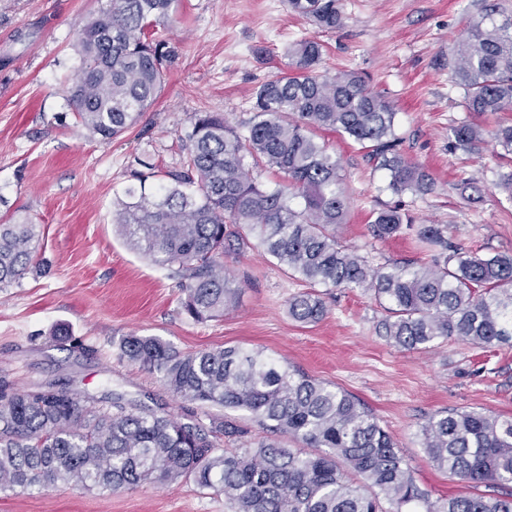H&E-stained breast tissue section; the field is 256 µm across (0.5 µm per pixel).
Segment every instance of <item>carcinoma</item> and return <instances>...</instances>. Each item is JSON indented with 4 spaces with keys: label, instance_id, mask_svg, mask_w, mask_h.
I'll use <instances>...</instances> for the list:
<instances>
[{
    "label": "carcinoma",
    "instance_id": "cac0c4a2",
    "mask_svg": "<svg viewBox=\"0 0 512 512\" xmlns=\"http://www.w3.org/2000/svg\"><path fill=\"white\" fill-rule=\"evenodd\" d=\"M176 0H108L81 29L79 67L69 91L76 119L91 138L112 140L136 125L162 91L175 49L153 37L174 21ZM326 30L345 24L342 0H288ZM491 6L469 22L468 36L448 59L467 111L512 112V20ZM323 45L310 38L288 48V68L260 85L254 115L240 132L218 112L195 114L181 138L180 168L159 172L147 156L127 166L132 185L118 201L115 223L127 244L152 263L188 272L182 308L196 321L237 307L241 289L221 258L231 248H261L311 286L364 288L384 305L382 336L405 350L457 338L476 345L512 343V255L465 252L437 224L416 231L431 264L372 266L340 245L348 194L335 154L318 132L353 140L389 171L398 196L432 191L429 175L404 156L393 132L392 102L355 71L332 77L317 67ZM512 155V124L485 130L463 122L448 147L488 144ZM281 175L273 189L257 185L245 156ZM161 179L146 188L148 179ZM302 200L295 208L291 201ZM380 238L413 228L402 205L374 213ZM37 225L0 220V288L36 270ZM326 314L314 290L288 299V315L313 324ZM120 358L159 374L183 401L224 409L200 421L149 408L129 411L121 397L81 396L59 384L28 390L0 377V491L44 490L58 483L127 490L182 478L224 495L234 512H512L506 497L458 495L432 500L404 462L391 435L365 404L323 380L241 347L182 353L156 336L129 335ZM245 412L270 436L245 439L234 412ZM432 465L463 481L512 483V417L478 410L438 412L422 426ZM241 445L220 449L224 437ZM301 442L315 453L288 447ZM389 504L383 510L381 501Z\"/></svg>",
    "mask_w": 512,
    "mask_h": 512
}]
</instances>
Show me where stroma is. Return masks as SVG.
Masks as SVG:
<instances>
[{
    "mask_svg": "<svg viewBox=\"0 0 512 512\" xmlns=\"http://www.w3.org/2000/svg\"><path fill=\"white\" fill-rule=\"evenodd\" d=\"M106 0H0V217L37 224L38 265L0 288V376L17 388L60 381L90 396H122L128 408L166 409L182 402L158 374L119 360L115 342L156 336L179 351L239 346L325 380L359 398L395 441L431 498L469 493L467 483L429 461L421 427L433 414L475 409L512 416V346L451 339L428 352L388 342L377 325L385 312L372 292L324 288L327 314L306 325L287 302L306 291L262 250L248 247L223 262L241 290L224 316L195 321L183 310L176 268L130 250L113 222L136 155L178 167L180 136L198 112L223 113L244 130L259 85L284 70L290 44L312 37L325 46L322 74H361L395 106L401 151L434 180L426 195H395L386 170L350 139L328 132L349 190L337 237L371 264L427 263L412 231L374 238L372 213L403 203L415 225L444 224L466 251L512 255V200L496 190L511 170L491 149L449 150L460 122L494 128L512 112H467L464 91L448 74V54L485 0H343L345 25L322 30L292 13L287 0H178L162 35L176 49L162 92L120 137L89 138L68 104L76 76V38ZM477 175L480 191L464 201L460 177ZM66 328L71 341L55 337ZM0 512H231L223 496L193 480L133 490H84L59 484L0 493Z\"/></svg>",
    "mask_w": 512,
    "mask_h": 512,
    "instance_id": "obj_1",
    "label": "stroma"
}]
</instances>
